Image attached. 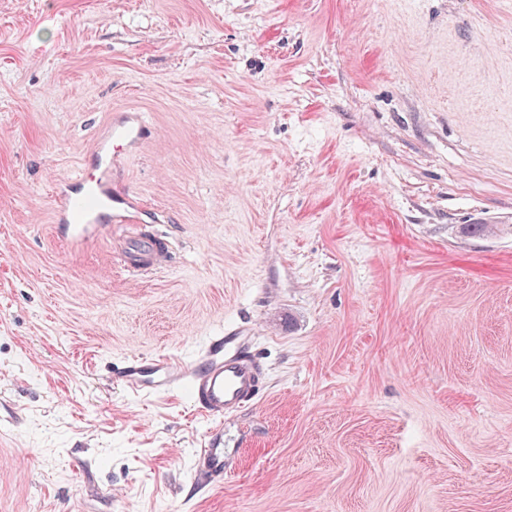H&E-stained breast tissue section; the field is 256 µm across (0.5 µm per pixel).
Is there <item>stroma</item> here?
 Masks as SVG:
<instances>
[{
  "mask_svg": "<svg viewBox=\"0 0 512 512\" xmlns=\"http://www.w3.org/2000/svg\"><path fill=\"white\" fill-rule=\"evenodd\" d=\"M129 108L141 221L74 241ZM224 327L254 405L113 386ZM0 512H512V0H0ZM151 135V128L136 110L114 114L95 145V172L89 174L82 169L55 184L54 223L68 224L74 236H80L87 224H97L103 214L112 213L113 224L137 223L126 214L131 195L112 191V170H117L127 153L141 148ZM172 253L173 246L165 236H139L133 233L128 236L125 250L119 254L117 261L127 273L149 276L162 268ZM224 439H209L204 448H200L198 464L200 466V479L214 483L224 478Z\"/></svg>",
  "mask_w": 512,
  "mask_h": 512,
  "instance_id": "stroma-1",
  "label": "stroma"
}]
</instances>
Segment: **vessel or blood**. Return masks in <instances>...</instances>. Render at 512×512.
Returning <instances> with one entry per match:
<instances>
[{
	"label": "vessel or blood",
	"mask_w": 512,
	"mask_h": 512,
	"mask_svg": "<svg viewBox=\"0 0 512 512\" xmlns=\"http://www.w3.org/2000/svg\"><path fill=\"white\" fill-rule=\"evenodd\" d=\"M152 130L143 115L129 109L114 114L98 139L94 173L79 171L55 185L54 221L68 225L73 235L111 213L116 224L129 223L131 196L112 190V172L130 150L141 148ZM173 247L165 236L130 235L118 261L125 272L149 276L167 263ZM112 381L128 393L150 396L160 391L187 392L196 410L213 417L240 411L264 392V366L253 350L252 337L227 328L206 338L187 360L170 356H130L112 369ZM200 477L214 483L224 477V443L207 442L198 455Z\"/></svg>",
	"instance_id": "1"
}]
</instances>
